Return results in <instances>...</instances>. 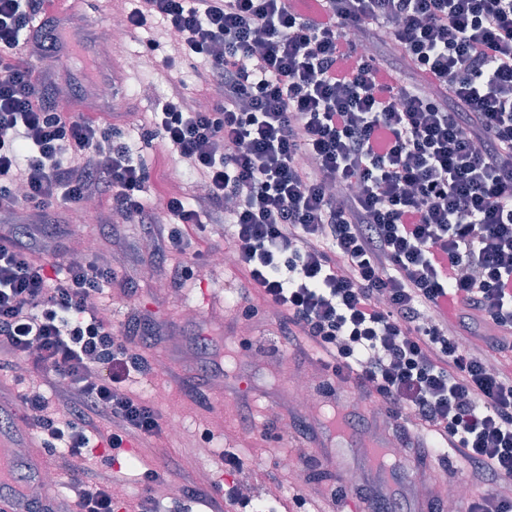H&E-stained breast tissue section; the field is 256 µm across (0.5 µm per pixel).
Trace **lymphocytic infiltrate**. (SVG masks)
<instances>
[{
    "label": "lymphocytic infiltrate",
    "instance_id": "1",
    "mask_svg": "<svg viewBox=\"0 0 512 512\" xmlns=\"http://www.w3.org/2000/svg\"><path fill=\"white\" fill-rule=\"evenodd\" d=\"M126 19L164 23L203 64L207 107L172 85L147 136L204 192L144 203L147 167L56 93L58 18L0 0V213L51 224L98 200L101 223L141 225L159 256L231 225L243 297L293 350L329 355L420 458L415 427L448 442L481 490L464 512H512V362H491L512 350V0H132ZM112 281L108 263L40 260L0 233V371L43 383L0 415L63 441L79 512H157L83 465L166 432L125 388L151 366L100 304Z\"/></svg>",
    "mask_w": 512,
    "mask_h": 512
}]
</instances>
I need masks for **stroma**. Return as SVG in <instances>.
<instances>
[{
  "mask_svg": "<svg viewBox=\"0 0 512 512\" xmlns=\"http://www.w3.org/2000/svg\"><path fill=\"white\" fill-rule=\"evenodd\" d=\"M121 0H77L68 15L81 32L100 35L112 16L120 14ZM160 42L151 59L140 68L126 66L129 56L140 54L147 38ZM171 52V40L160 30L129 31L109 51L111 63L104 75L115 83L118 106L98 98L88 99L83 78L74 64L61 62L62 84L81 106L95 105L111 111L114 124L124 126L137 144L134 154L150 170L142 198L152 203L163 194L195 192L194 176L187 164L163 155L157 143L148 142L141 124L170 93L172 83H183L188 96H199L195 67L190 61L172 70L161 67ZM76 237L95 243L94 251L112 260L119 282L105 297L108 314L117 325L129 317H150L162 326H175L177 339L156 344L142 337L140 350L155 367L151 374L133 378L134 395L152 402L167 422L181 425L179 436L165 435L152 448L131 449V462L114 472V488L126 498L139 497L146 470H164L167 462L191 464L192 475H206L216 487L228 483L248 486L252 507L262 512H292L294 496L307 500L306 512H318L329 502L345 503L355 490L345 473L363 472L367 466L357 446L344 447V473L322 463L314 446L322 429H311L312 416L298 411L292 391L298 378L318 385L321 376L302 363L279 335L275 318L258 306L250 319L238 315L240 302L233 289L239 279L231 266L202 265L192 278L163 284V274H176L184 257H162L164 273H156L148 256L145 234L135 224H91L76 230ZM219 300L218 306L201 305L202 293ZM177 362L196 377V395H188L172 380L165 367ZM234 453L242 468L227 474L225 452Z\"/></svg>",
  "mask_w": 512,
  "mask_h": 512,
  "instance_id": "35a3bbf8",
  "label": "stroma"
}]
</instances>
